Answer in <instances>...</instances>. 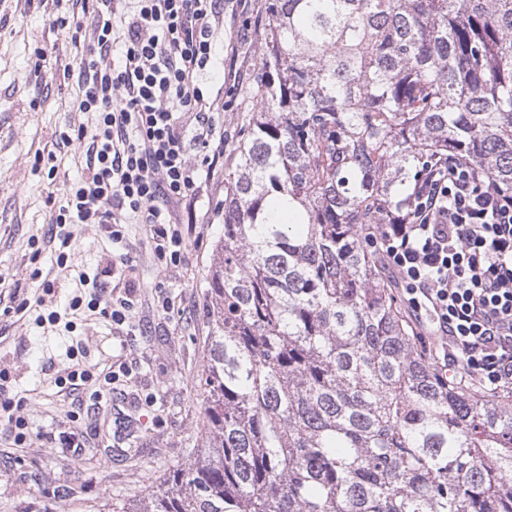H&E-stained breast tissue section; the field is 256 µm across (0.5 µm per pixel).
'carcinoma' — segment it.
I'll return each mask as SVG.
<instances>
[{"instance_id": "cac0c4a2", "label": "carcinoma", "mask_w": 512, "mask_h": 512, "mask_svg": "<svg viewBox=\"0 0 512 512\" xmlns=\"http://www.w3.org/2000/svg\"><path fill=\"white\" fill-rule=\"evenodd\" d=\"M224 174L207 438L129 512H512V405L444 374L368 233L435 157L512 189V0H264Z\"/></svg>"}]
</instances>
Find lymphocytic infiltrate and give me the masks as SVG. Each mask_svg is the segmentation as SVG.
<instances>
[{
	"label": "lymphocytic infiltrate",
	"instance_id": "obj_1",
	"mask_svg": "<svg viewBox=\"0 0 512 512\" xmlns=\"http://www.w3.org/2000/svg\"><path fill=\"white\" fill-rule=\"evenodd\" d=\"M54 27L91 26L64 67L93 130L65 141L86 148L88 172L54 221L76 216L149 228L159 261L188 258L186 224L214 221L196 202L224 170V94L204 93L199 71L216 61L224 0H54ZM412 220L381 224L378 239L413 311L424 314L448 369L481 387H512V191L472 163L437 161L414 186Z\"/></svg>",
	"mask_w": 512,
	"mask_h": 512
}]
</instances>
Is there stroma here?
Here are the masks:
<instances>
[{
	"label": "stroma",
	"mask_w": 512,
	"mask_h": 512,
	"mask_svg": "<svg viewBox=\"0 0 512 512\" xmlns=\"http://www.w3.org/2000/svg\"><path fill=\"white\" fill-rule=\"evenodd\" d=\"M52 9V0H0V404L29 431L20 447L0 426V512H115L206 445V288L224 226L193 225L188 261L170 269L144 225L115 243L98 224L53 223L88 163L60 136L92 115L78 111L77 85L63 76L69 50ZM130 284L128 325L89 311L68 328L47 321L73 297L105 302ZM74 360L92 379L69 392L56 380ZM122 363L127 374L93 402L102 370Z\"/></svg>",
	"instance_id": "35a3bbf8"
}]
</instances>
